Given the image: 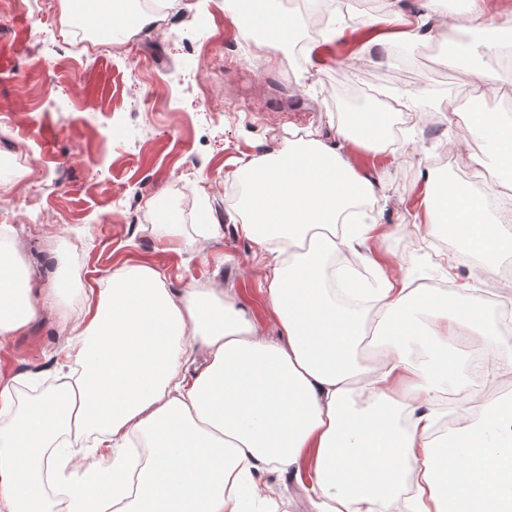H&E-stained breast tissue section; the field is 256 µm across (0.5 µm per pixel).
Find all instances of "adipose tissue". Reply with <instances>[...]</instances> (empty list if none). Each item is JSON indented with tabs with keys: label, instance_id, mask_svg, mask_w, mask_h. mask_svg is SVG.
Wrapping results in <instances>:
<instances>
[{
	"label": "adipose tissue",
	"instance_id": "1",
	"mask_svg": "<svg viewBox=\"0 0 512 512\" xmlns=\"http://www.w3.org/2000/svg\"><path fill=\"white\" fill-rule=\"evenodd\" d=\"M123 0H70L93 29L125 31ZM265 47L298 33L275 0H257ZM465 132L512 179V123L485 109L491 69L477 70ZM391 113H338L336 143L313 130L235 172L242 230L274 254L267 302L280 340L263 336L213 288L174 295L157 266L125 262L99 282L69 329V370L52 390L0 384V512H245L273 503L258 470L311 469L310 512H512V408L480 405L463 348L512 374L482 307L442 302L401 277L371 308L339 304L327 263L377 231L376 184L354 149L387 151ZM429 231L448 229L478 274L512 254V232L464 186H426ZM44 313L11 225H0V341ZM454 390L457 432L437 444L438 393Z\"/></svg>",
	"mask_w": 512,
	"mask_h": 512
}]
</instances>
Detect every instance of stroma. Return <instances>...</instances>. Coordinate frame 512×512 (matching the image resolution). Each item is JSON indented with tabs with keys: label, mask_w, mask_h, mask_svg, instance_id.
I'll return each instance as SVG.
<instances>
[{
	"label": "stroma",
	"mask_w": 512,
	"mask_h": 512,
	"mask_svg": "<svg viewBox=\"0 0 512 512\" xmlns=\"http://www.w3.org/2000/svg\"><path fill=\"white\" fill-rule=\"evenodd\" d=\"M224 2L183 0L164 29L132 28L123 43L78 57L63 23L67 0H43L36 11L28 0H0V155L15 144L33 156L0 190V209L11 215L34 287L59 273L84 290L65 305L46 299L40 320L0 343V382L53 388L66 361V316L126 261L159 264L177 293L210 286L231 292L267 335L277 336L264 291L269 261L244 235L229 197L239 188L238 162L315 127L333 140L338 86L393 75L388 45L400 32L376 25L354 52L318 47L306 34L294 47L267 49ZM399 7L419 27L406 46L419 65L389 90L400 117L385 168H375L371 153L352 157L361 173L381 177L386 198L376 208L384 231L360 248L356 265L463 291L465 300L492 311L512 299V283L495 272L475 278V263L457 242L429 235L417 199L426 177L464 186L470 176L496 171V163L480 141L460 138L452 114L427 120L418 102L443 101V84L469 92L474 68L496 62L477 29L458 45L465 67L436 52L448 33L432 25L452 12L448 0H400ZM426 148L454 155L453 166L426 172L419 155ZM198 206L220 227L205 240ZM257 478L275 489L277 512H306L308 479L288 471Z\"/></svg>",
	"instance_id": "obj_1"
}]
</instances>
